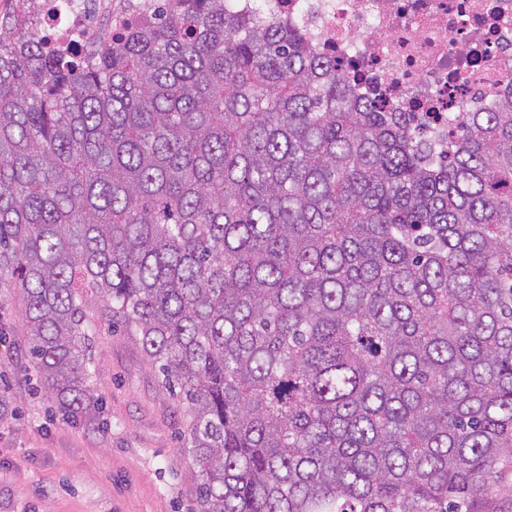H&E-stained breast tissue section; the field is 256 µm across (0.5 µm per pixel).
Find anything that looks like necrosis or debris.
I'll list each match as a JSON object with an SVG mask.
<instances>
[{
	"label": "necrosis or debris",
	"instance_id": "necrosis-or-debris-1",
	"mask_svg": "<svg viewBox=\"0 0 512 512\" xmlns=\"http://www.w3.org/2000/svg\"><path fill=\"white\" fill-rule=\"evenodd\" d=\"M301 21L320 47L348 64L360 88L399 112L421 116L428 135H454L449 115L485 111L512 93V0H267ZM138 27L148 0H64L52 36L95 37L105 15Z\"/></svg>",
	"mask_w": 512,
	"mask_h": 512
}]
</instances>
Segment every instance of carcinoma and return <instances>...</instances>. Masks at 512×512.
<instances>
[{
	"label": "carcinoma",
	"mask_w": 512,
	"mask_h": 512,
	"mask_svg": "<svg viewBox=\"0 0 512 512\" xmlns=\"http://www.w3.org/2000/svg\"><path fill=\"white\" fill-rule=\"evenodd\" d=\"M251 2L166 0L90 57L29 0L0 25V285L37 381L80 412L97 323L135 337L203 512H483L512 459V100L426 138Z\"/></svg>",
	"instance_id": "obj_1"
}]
</instances>
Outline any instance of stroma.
<instances>
[{"mask_svg": "<svg viewBox=\"0 0 512 512\" xmlns=\"http://www.w3.org/2000/svg\"><path fill=\"white\" fill-rule=\"evenodd\" d=\"M18 301L0 288V512H200L184 420L133 337L100 326L88 381L93 406L57 409L30 370Z\"/></svg>", "mask_w": 512, "mask_h": 512, "instance_id": "obj_1", "label": "stroma"}]
</instances>
